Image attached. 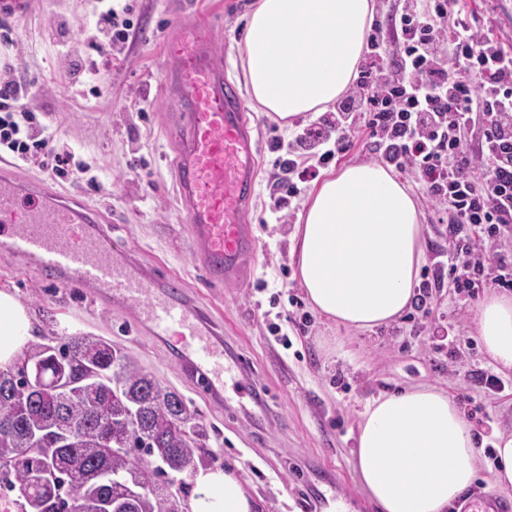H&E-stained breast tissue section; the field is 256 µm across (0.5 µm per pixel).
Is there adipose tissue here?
I'll return each instance as SVG.
<instances>
[{
    "instance_id": "adipose-tissue-1",
    "label": "adipose tissue",
    "mask_w": 512,
    "mask_h": 512,
    "mask_svg": "<svg viewBox=\"0 0 512 512\" xmlns=\"http://www.w3.org/2000/svg\"><path fill=\"white\" fill-rule=\"evenodd\" d=\"M371 0H257L244 41L250 97L284 124L334 105L360 61ZM293 236L299 283L312 308L355 330L389 324L411 306L422 226L407 187L377 163H350L310 194ZM26 307L0 291V370L32 338ZM475 332L500 368L512 370V295L476 309ZM472 429L433 385L369 403L358 427L356 469L379 512H448L476 479ZM188 512H256L234 473L198 468Z\"/></svg>"
}]
</instances>
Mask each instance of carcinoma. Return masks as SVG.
Listing matches in <instances>:
<instances>
[{"label":"carcinoma","instance_id":"1","mask_svg":"<svg viewBox=\"0 0 512 512\" xmlns=\"http://www.w3.org/2000/svg\"><path fill=\"white\" fill-rule=\"evenodd\" d=\"M59 364L74 365L76 377H96L82 395L51 387ZM118 418L112 444L100 442L95 414ZM81 431L80 440L59 444V415ZM0 481L24 500L27 512H72L94 497L116 502L123 481L147 490L136 512H166L173 473L211 462L206 433L192 423L182 397L144 372L116 344L100 337L57 336L31 347L17 372L0 371Z\"/></svg>","mask_w":512,"mask_h":512}]
</instances>
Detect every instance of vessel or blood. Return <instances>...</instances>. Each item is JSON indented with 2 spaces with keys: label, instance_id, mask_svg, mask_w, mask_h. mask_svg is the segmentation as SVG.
Instances as JSON below:
<instances>
[{
  "label": "vessel or blood",
  "instance_id": "1",
  "mask_svg": "<svg viewBox=\"0 0 512 512\" xmlns=\"http://www.w3.org/2000/svg\"><path fill=\"white\" fill-rule=\"evenodd\" d=\"M222 18L195 15L171 27L163 66L169 128L176 147L180 212L191 253L213 283L242 282L255 245L248 220L257 184L259 147L244 115L216 34ZM0 248L21 258L49 284L89 289L94 300L137 322L160 340L178 337L176 360L213 400L240 389L224 362V345L205 312L176 276L156 278L117 254L92 207H71L43 181H22L0 159Z\"/></svg>",
  "mask_w": 512,
  "mask_h": 512
}]
</instances>
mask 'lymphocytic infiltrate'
<instances>
[{"label":"lymphocytic infiltrate","mask_w":512,"mask_h":512,"mask_svg":"<svg viewBox=\"0 0 512 512\" xmlns=\"http://www.w3.org/2000/svg\"><path fill=\"white\" fill-rule=\"evenodd\" d=\"M88 43L91 57L73 69L95 84L109 75L114 46L134 40L128 7L97 0ZM359 76L335 110L324 113L288 142H276L282 176L275 206L284 209L299 186L340 159L366 135L379 159L411 174L448 213V245L438 249L419 286L414 308L427 312L434 290L470 293L484 287L485 262L495 258L493 280L512 287V258L490 255L487 244L512 235V46L488 25L469 20L459 0H394L378 14L367 38ZM0 75V156L38 161L50 178L99 189L96 176L57 131L24 105L34 84L13 64Z\"/></svg>","instance_id":"1"}]
</instances>
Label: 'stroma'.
<instances>
[{
  "instance_id": "obj_1",
  "label": "stroma",
  "mask_w": 512,
  "mask_h": 512,
  "mask_svg": "<svg viewBox=\"0 0 512 512\" xmlns=\"http://www.w3.org/2000/svg\"><path fill=\"white\" fill-rule=\"evenodd\" d=\"M139 38L115 60L100 93H88L72 73L70 59L87 50L81 29L92 0H33L23 18L8 17L12 42L0 59L21 66L37 85L27 108L53 123L60 147L74 149L98 175L102 190L56 180L53 186L78 202L101 209L115 248L128 250L140 267L163 266L197 290L222 328L225 357L252 364L246 380L266 395L256 406L249 395L225 392L215 404L185 378L169 344L79 288L43 282L17 258L0 250V290L15 293L28 308L34 341L54 336H98L128 353L162 386L184 398L216 464L233 470L256 498L261 512H377L355 467L357 431L366 405L410 386L443 387L472 427L480 449L512 430V372L500 373L504 391L480 387L466 374L493 370L474 330V312H460V297L444 287L429 300L428 314L407 310L397 321L370 331L333 324L318 314L283 326L291 341L282 346L269 328L290 298H303L295 276L292 234L308 199H293L285 222H277L269 195L275 137L294 127L259 112L245 100L246 118L260 147L256 194L249 220L257 238L249 257L252 273L242 285L210 287L190 255L187 225L175 194V152L167 134L160 55L167 30L179 20L178 0H127ZM198 13L220 14L229 30L219 33L229 73L243 83L244 25L254 0H190ZM420 212L422 266H431L445 240L441 214L423 188L402 176ZM453 325L451 336L433 335Z\"/></svg>"
}]
</instances>
